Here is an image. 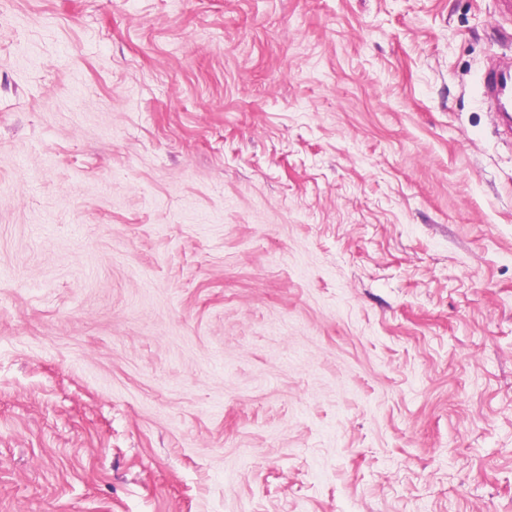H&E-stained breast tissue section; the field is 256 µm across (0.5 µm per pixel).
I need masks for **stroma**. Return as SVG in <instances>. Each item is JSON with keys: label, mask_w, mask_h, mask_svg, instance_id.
<instances>
[{"label": "stroma", "mask_w": 512, "mask_h": 512, "mask_svg": "<svg viewBox=\"0 0 512 512\" xmlns=\"http://www.w3.org/2000/svg\"><path fill=\"white\" fill-rule=\"evenodd\" d=\"M495 0H0V512H512Z\"/></svg>", "instance_id": "obj_1"}]
</instances>
